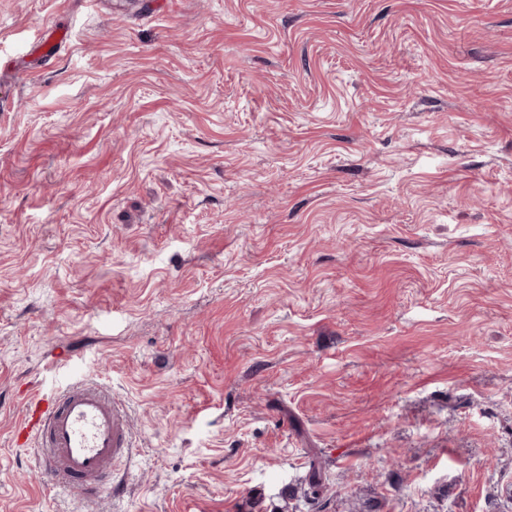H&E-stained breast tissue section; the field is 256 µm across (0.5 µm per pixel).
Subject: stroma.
Segmentation results:
<instances>
[{
    "instance_id": "stroma-1",
    "label": "stroma",
    "mask_w": 512,
    "mask_h": 512,
    "mask_svg": "<svg viewBox=\"0 0 512 512\" xmlns=\"http://www.w3.org/2000/svg\"><path fill=\"white\" fill-rule=\"evenodd\" d=\"M0 92V512H512V0H0ZM69 30L66 27H55L41 30L37 38L36 47L44 53H55L65 40ZM25 398L12 443L27 447L34 442L49 486L92 497L112 475V466L129 454L125 405L107 388L87 380H69L51 392H32Z\"/></svg>"
}]
</instances>
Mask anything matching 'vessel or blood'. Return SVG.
I'll list each match as a JSON object with an SVG mask.
<instances>
[{"instance_id": "b4317fda", "label": "vessel or blood", "mask_w": 512, "mask_h": 512, "mask_svg": "<svg viewBox=\"0 0 512 512\" xmlns=\"http://www.w3.org/2000/svg\"><path fill=\"white\" fill-rule=\"evenodd\" d=\"M11 440L18 447L36 446L49 486L81 498L92 497L131 448L125 405L87 380L28 394Z\"/></svg>"}]
</instances>
